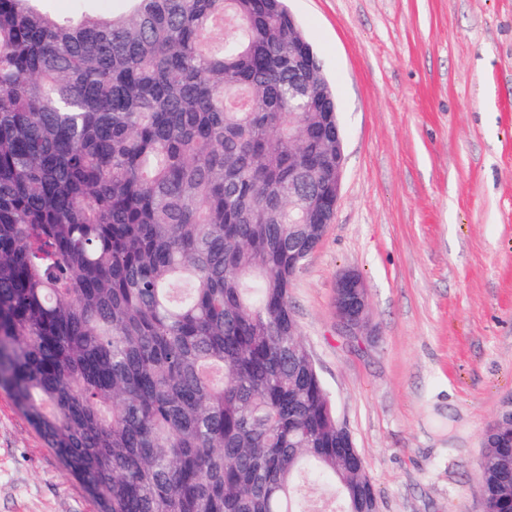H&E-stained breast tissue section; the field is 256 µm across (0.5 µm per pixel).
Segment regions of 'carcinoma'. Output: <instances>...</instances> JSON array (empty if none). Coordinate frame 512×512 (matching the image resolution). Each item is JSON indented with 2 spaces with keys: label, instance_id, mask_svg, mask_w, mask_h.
<instances>
[{
  "label": "carcinoma",
  "instance_id": "1",
  "mask_svg": "<svg viewBox=\"0 0 512 512\" xmlns=\"http://www.w3.org/2000/svg\"><path fill=\"white\" fill-rule=\"evenodd\" d=\"M41 2L0 0V389L98 512H370L290 304L289 165L336 175L300 93L337 104L284 0ZM483 456L512 512V440Z\"/></svg>",
  "mask_w": 512,
  "mask_h": 512
}]
</instances>
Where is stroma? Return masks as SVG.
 <instances>
[{"mask_svg":"<svg viewBox=\"0 0 512 512\" xmlns=\"http://www.w3.org/2000/svg\"><path fill=\"white\" fill-rule=\"evenodd\" d=\"M336 90L335 218L297 273L299 332L379 512H483L512 394V0H286ZM375 336H345L336 276ZM0 512H97L0 391ZM361 274L353 269L336 276L335 308L341 328L347 336H370L368 293Z\"/></svg>","mask_w":512,"mask_h":512,"instance_id":"obj_1","label":"stroma"}]
</instances>
